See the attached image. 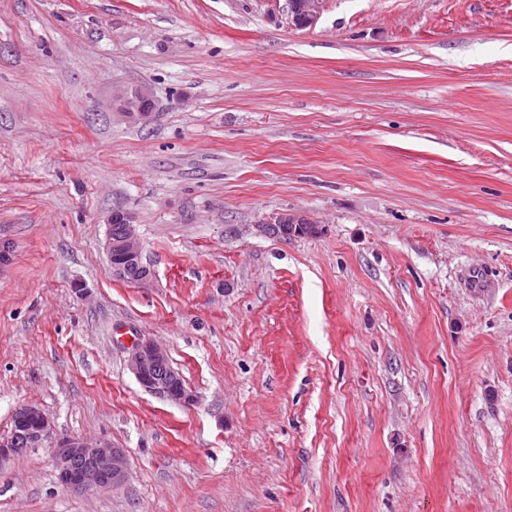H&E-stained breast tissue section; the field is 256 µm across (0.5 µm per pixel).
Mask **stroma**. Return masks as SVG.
I'll return each mask as SVG.
<instances>
[{"label":"stroma","instance_id":"obj_1","mask_svg":"<svg viewBox=\"0 0 512 512\" xmlns=\"http://www.w3.org/2000/svg\"><path fill=\"white\" fill-rule=\"evenodd\" d=\"M23 404L128 478L45 443L0 512H512V0H0V443ZM292 23L300 28L313 26L320 18L324 0H285ZM113 98L119 102L118 116L140 122H147L152 117V100L144 88H132L118 92ZM112 226L115 229L120 227L112 231ZM105 247L112 265V274L116 278L138 281L151 274L150 268L143 261V244L128 211L116 210L112 213L108 220ZM273 224L281 225V234L285 238L313 236L322 231L319 225L313 224L303 214L298 212L282 213ZM128 366L141 388L150 395L184 406L196 401L180 373L170 364L166 351L155 342H137L132 347ZM54 447V466L58 481L74 491L114 487L127 477L124 449L112 444L89 443L83 438L63 439Z\"/></svg>","mask_w":512,"mask_h":512}]
</instances>
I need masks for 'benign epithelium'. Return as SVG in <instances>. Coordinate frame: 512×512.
I'll use <instances>...</instances> for the list:
<instances>
[{
  "instance_id": "7a95c632",
  "label": "benign epithelium",
  "mask_w": 512,
  "mask_h": 512,
  "mask_svg": "<svg viewBox=\"0 0 512 512\" xmlns=\"http://www.w3.org/2000/svg\"><path fill=\"white\" fill-rule=\"evenodd\" d=\"M323 3L324 0H286L291 21L300 28L311 27L318 21ZM114 99L119 102L118 116L122 118L147 122L152 117V100L144 88L123 90L114 95ZM275 223L281 225V234L286 238L313 236L322 231L319 225L298 212L283 213ZM108 224L119 225L117 230L107 232L105 243L112 274L127 281L148 277L151 270L143 261V244L131 214L116 210ZM129 369L150 395L184 406L194 404L195 395L187 390L180 373L170 364L166 351L155 342L139 341L132 347ZM14 419L25 428L24 440L12 436L1 443L0 463L52 437L49 416L36 406L18 407ZM54 466L58 481L74 491L114 487L127 477L124 449L105 442L93 444L79 437L64 439L54 445Z\"/></svg>"
}]
</instances>
